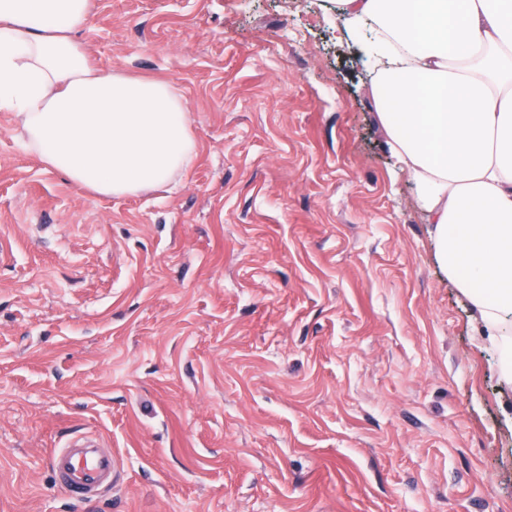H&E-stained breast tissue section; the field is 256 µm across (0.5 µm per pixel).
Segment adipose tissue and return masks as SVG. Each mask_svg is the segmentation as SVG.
Masks as SVG:
<instances>
[{"mask_svg":"<svg viewBox=\"0 0 512 512\" xmlns=\"http://www.w3.org/2000/svg\"><path fill=\"white\" fill-rule=\"evenodd\" d=\"M336 4L437 259L512 392V0ZM90 19L91 0H0V112L74 188L154 190L197 154L190 114L168 82L93 67L77 38Z\"/></svg>","mask_w":512,"mask_h":512,"instance_id":"ef3b65f1","label":"adipose tissue"}]
</instances>
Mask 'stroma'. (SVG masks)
<instances>
[{
  "label": "stroma",
  "instance_id": "stroma-1",
  "mask_svg": "<svg viewBox=\"0 0 512 512\" xmlns=\"http://www.w3.org/2000/svg\"><path fill=\"white\" fill-rule=\"evenodd\" d=\"M98 66L171 83L197 155L106 198L0 112V512H512V395L436 257L334 0H91ZM48 463L59 486L78 503L95 502L120 475L112 450L92 435L72 436L63 448L52 449Z\"/></svg>",
  "mask_w": 512,
  "mask_h": 512
}]
</instances>
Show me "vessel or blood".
I'll return each instance as SVG.
<instances>
[{
    "label": "vessel or blood",
    "instance_id": "b4317fda",
    "mask_svg": "<svg viewBox=\"0 0 512 512\" xmlns=\"http://www.w3.org/2000/svg\"><path fill=\"white\" fill-rule=\"evenodd\" d=\"M48 463L59 486L78 503H92L111 490L120 475L111 449L91 435H75L52 449Z\"/></svg>",
    "mask_w": 512,
    "mask_h": 512
}]
</instances>
